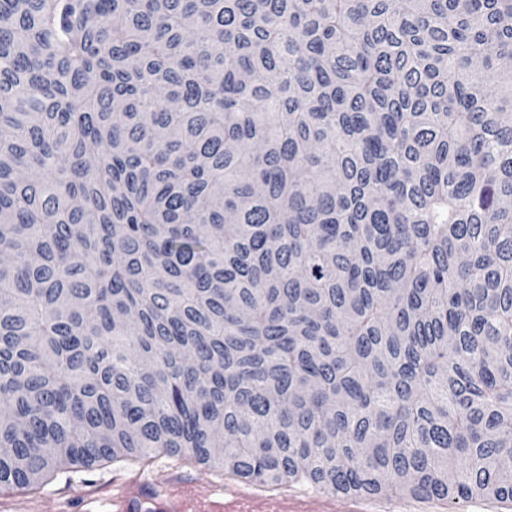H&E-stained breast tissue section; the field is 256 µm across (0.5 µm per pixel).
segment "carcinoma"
<instances>
[{"label": "carcinoma", "instance_id": "1", "mask_svg": "<svg viewBox=\"0 0 512 512\" xmlns=\"http://www.w3.org/2000/svg\"><path fill=\"white\" fill-rule=\"evenodd\" d=\"M158 457L512 502V0H0V493Z\"/></svg>", "mask_w": 512, "mask_h": 512}]
</instances>
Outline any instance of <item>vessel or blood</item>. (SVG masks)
I'll return each instance as SVG.
<instances>
[{"label":"vessel or blood","instance_id":"b4317fda","mask_svg":"<svg viewBox=\"0 0 512 512\" xmlns=\"http://www.w3.org/2000/svg\"><path fill=\"white\" fill-rule=\"evenodd\" d=\"M225 502L211 499L205 488L184 487L179 494L143 482L127 483L112 498L113 512H304L300 501L287 495L265 496L235 488L225 493Z\"/></svg>","mask_w":512,"mask_h":512}]
</instances>
